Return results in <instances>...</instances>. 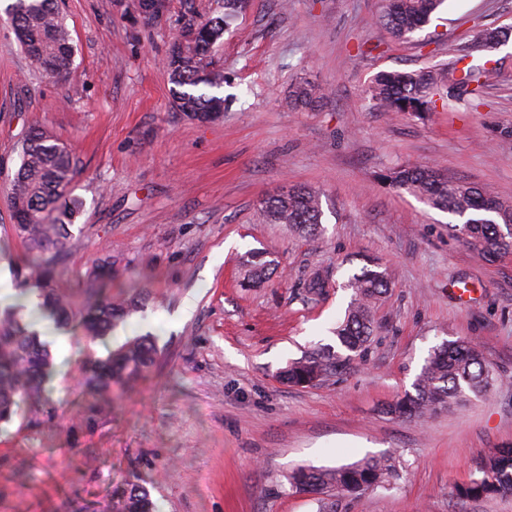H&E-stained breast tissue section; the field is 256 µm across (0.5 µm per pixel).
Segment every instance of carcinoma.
<instances>
[{"label": "carcinoma", "instance_id": "carcinoma-1", "mask_svg": "<svg viewBox=\"0 0 512 512\" xmlns=\"http://www.w3.org/2000/svg\"><path fill=\"white\" fill-rule=\"evenodd\" d=\"M443 0H384L382 20L392 34L410 40L421 30ZM244 0H224V14L189 28L171 45L165 60L172 84L173 106L183 117L219 119L224 114V97L215 94L224 85V72L209 60L212 47L223 37L224 26L241 11ZM8 17L15 38L27 55L50 78L63 77L69 69L73 47L69 31L53 9L52 0H14ZM500 31L476 36L473 48L486 50L506 41ZM452 85L438 71H382L370 94L386 112H428L437 101L447 105L477 94L479 72L465 65ZM294 105L312 108L317 103L313 89L299 83L290 94ZM20 164L9 183L12 231L25 247L18 271L23 292H37L39 310L59 325L70 323L92 340L103 339L118 323L140 308L134 296L120 300L107 291L112 283V261L99 260L83 288L81 308L70 293L56 287L57 269L52 253L67 247L82 201L74 195L77 162L70 149L41 127L31 128L21 143ZM390 184L426 201L430 206L465 218L458 228L461 236L488 260L512 253V237L500 225L512 224V208L490 190L459 179L442 177L432 170L402 166L394 170ZM320 195L305 186L264 201L269 224H286L306 234L320 229ZM346 287L353 294L344 320L336 326V346L306 353L281 371L280 379L292 385H309L349 369L368 348L374 332L373 308L389 288L388 273L379 265L365 266L353 274ZM306 297L315 301L326 288L316 273L304 282ZM158 348L149 335L140 336L111 351L104 358L80 364L76 384L100 394L123 389L142 377L155 364ZM49 347L23 321L17 307L0 308V422H9L25 407L31 414L44 411L48 403L46 383L53 373ZM498 383L479 347L468 341L443 343L426 357L406 392L386 408L402 419L425 418L462 405L470 395L486 392ZM393 470L392 457L371 456L336 468L297 467L288 474V484L299 494L323 500L322 512H335L326 497L358 495L383 487ZM512 494V447L492 452L479 475L455 487L462 500L476 501ZM121 512H154L150 492L131 483L123 494Z\"/></svg>", "mask_w": 512, "mask_h": 512}]
</instances>
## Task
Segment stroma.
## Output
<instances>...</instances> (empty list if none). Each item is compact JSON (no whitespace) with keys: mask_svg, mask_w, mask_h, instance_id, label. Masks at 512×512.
I'll return each mask as SVG.
<instances>
[{"mask_svg":"<svg viewBox=\"0 0 512 512\" xmlns=\"http://www.w3.org/2000/svg\"><path fill=\"white\" fill-rule=\"evenodd\" d=\"M0 0V267L16 272L9 180L18 141L40 126L77 160L83 201L58 285L80 297L97 259L141 278L142 312L126 331L71 333L56 359L50 410L0 424V512H117L128 483L157 512H318L293 493L295 467H336L383 453L386 487L338 495L336 512H512V496L457 499L493 449L512 445V255L481 258L458 219L385 181L410 165L491 187L512 206V0H445L411 40L379 17L383 0H248L211 60L224 72V115L200 123L172 105L162 61L224 0H166L147 19L139 0H58L74 53L56 82L16 45ZM510 33L475 51L478 32ZM483 66V103L415 115L381 111L369 94L383 71ZM306 83L322 101L294 106ZM295 186L321 195L320 232L263 220L262 203ZM263 253L261 284L240 265ZM390 289L373 341L353 369L310 386L279 373L335 344L364 261ZM327 292L308 301L313 272ZM154 336L156 366L101 396L74 387L86 358L135 335ZM468 339L498 377L459 409L421 420L386 414L411 390L429 351Z\"/></svg>","mask_w":512,"mask_h":512,"instance_id":"stroma-1","label":"stroma"}]
</instances>
